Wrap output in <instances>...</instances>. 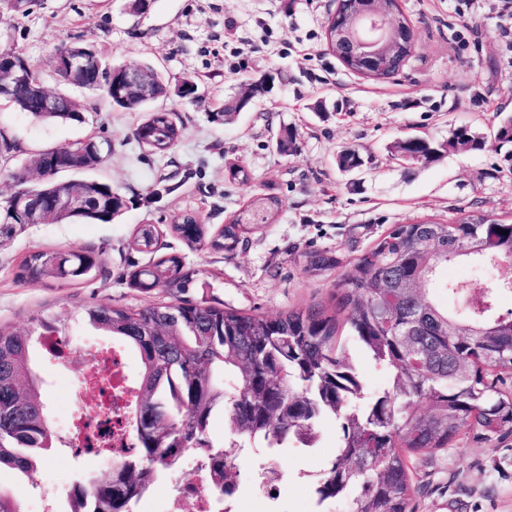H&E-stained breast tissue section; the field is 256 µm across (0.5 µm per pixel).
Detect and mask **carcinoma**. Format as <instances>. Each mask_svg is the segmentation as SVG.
Returning a JSON list of instances; mask_svg holds the SVG:
<instances>
[{
	"mask_svg": "<svg viewBox=\"0 0 512 512\" xmlns=\"http://www.w3.org/2000/svg\"><path fill=\"white\" fill-rule=\"evenodd\" d=\"M123 69L108 66L100 56L87 63L88 73L106 85L118 82ZM138 69L152 76L148 95L135 86L116 96L103 89L95 94L114 107L147 113L141 123L147 145L165 151L178 142L181 129L170 113L149 105L170 89L150 65ZM264 82L261 77L230 97L224 116L232 118L250 98L263 94ZM496 118L498 139L512 142V115ZM482 146V136L459 126L444 143L408 136L397 149L410 161L429 164L447 150ZM363 165L357 149L336 157L342 172ZM282 207L276 196L252 197L211 240V248L235 249L245 234L272 223ZM118 215L115 210L108 218L92 209L56 220L108 224ZM173 229L190 245L202 243L201 225L193 221ZM460 257L491 266L512 258V222L488 224L482 217L463 216L458 224L424 219L394 225L348 264L338 283L336 314L330 316L308 307L267 317L180 297L88 308L95 330L139 357L136 449L108 480L75 484L70 512H132L156 476L179 468L189 452L209 474L224 512H234L236 459L245 444H261L265 460H273L296 442L313 446L315 427L332 417L341 421L342 435L316 485L319 503L345 502L348 512H413L411 457L447 449L464 426L485 440L512 435V395L498 387L502 375L512 372V313H497L500 296L512 295V287L476 293L468 285L448 283L453 313L420 293L421 283ZM304 258L309 273L342 265L328 251H310ZM101 268L92 251L37 252L23 262L22 278L72 283ZM197 275L174 256L133 272L130 280L142 291L182 295ZM339 314L356 344L388 371L385 388L370 390L338 350ZM31 323L39 336L59 333L55 321L40 313ZM31 352L28 337L0 327V467L26 475L60 447L39 383L29 381ZM219 409L233 435L228 452L208 439ZM0 512L25 510L12 492L0 489Z\"/></svg>",
	"mask_w": 512,
	"mask_h": 512,
	"instance_id": "1",
	"label": "carcinoma"
}]
</instances>
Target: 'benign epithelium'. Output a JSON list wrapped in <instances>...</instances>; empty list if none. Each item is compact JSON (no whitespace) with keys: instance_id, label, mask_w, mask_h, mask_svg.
Masks as SVG:
<instances>
[{"instance_id":"benign-epithelium-1","label":"benign epithelium","mask_w":512,"mask_h":512,"mask_svg":"<svg viewBox=\"0 0 512 512\" xmlns=\"http://www.w3.org/2000/svg\"><path fill=\"white\" fill-rule=\"evenodd\" d=\"M395 5L401 6L400 0H394L392 6L386 0H359L344 10L343 17L331 14L330 21L336 23L333 40L342 48L336 56L357 60L366 75L391 68L402 46ZM93 55L92 50L83 46H70L60 54L59 67L67 83L83 87L80 74L87 58ZM18 57L14 51L0 53V99L10 96L15 86L25 85L41 97L44 111H58L63 100L49 93L30 69L18 65ZM82 170L76 162L53 166L46 169L38 182H54L63 172ZM68 183L71 188L67 191H47L35 185L26 171L17 172L12 193L0 202V223L44 224L59 213L77 212L88 206L110 209L115 205V199L104 192L100 183L95 190L87 187L84 179H70Z\"/></svg>"}]
</instances>
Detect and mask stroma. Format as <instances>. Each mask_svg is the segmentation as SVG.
<instances>
[{"instance_id": "stroma-1", "label": "stroma", "mask_w": 512, "mask_h": 512, "mask_svg": "<svg viewBox=\"0 0 512 512\" xmlns=\"http://www.w3.org/2000/svg\"><path fill=\"white\" fill-rule=\"evenodd\" d=\"M334 0H33L29 10L0 0V48L27 59L44 87L73 98L77 121H41L0 106V134L14 146L0 152V200L13 173L32 169L46 149L87 138L111 144L86 178L111 184L127 206L112 223L48 222L0 227V325L19 333L35 313L58 319L66 336H90L86 310L97 305L142 306L165 300L130 284L132 272L181 256L198 270L186 296L275 317L317 305L334 314L339 270L312 275L304 255L327 250L349 262L393 225L419 219L454 221L459 213L512 219V144L496 138L493 115L512 113V0H402L417 31L403 71L376 82L350 72L328 51L324 26ZM89 44L115 64H152L174 90L194 79L199 97L169 95L154 102L175 113L183 131L164 153L141 146L139 112L115 109L64 84L54 71L55 49ZM268 75L267 93L232 121L222 105L249 80ZM324 111H316V104ZM468 125L484 137L482 150L444 153L428 166L401 159L395 143L411 134L444 142L452 127ZM296 128L298 151H279L283 127ZM358 149L364 167H336L337 154ZM244 166L248 182L230 178ZM283 201L276 223L247 235L235 251L188 246L172 229L192 214L214 236L256 194ZM144 224L158 231L154 252L133 244ZM92 249L102 271L77 283L22 282V261L38 251ZM91 354L71 359L65 381H52L46 362L37 373L49 409H67L68 382L86 371ZM315 447L282 452L272 495L257 489L261 458L239 455V512H318L315 485L333 459L339 421L318 427ZM414 512H512V436L483 440L462 429L448 448L413 459ZM100 457L52 450L29 475L0 470V486L26 512L56 504L87 476L110 477Z\"/></svg>"}]
</instances>
